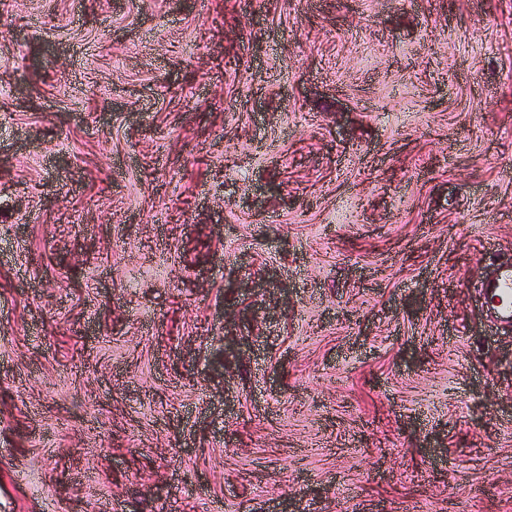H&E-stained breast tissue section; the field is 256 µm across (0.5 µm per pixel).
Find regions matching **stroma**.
<instances>
[{"label": "stroma", "mask_w": 512, "mask_h": 512, "mask_svg": "<svg viewBox=\"0 0 512 512\" xmlns=\"http://www.w3.org/2000/svg\"><path fill=\"white\" fill-rule=\"evenodd\" d=\"M512 0H0V512H512ZM486 293L491 309L498 321L512 322V263L500 265L486 283Z\"/></svg>", "instance_id": "35a3bbf8"}]
</instances>
